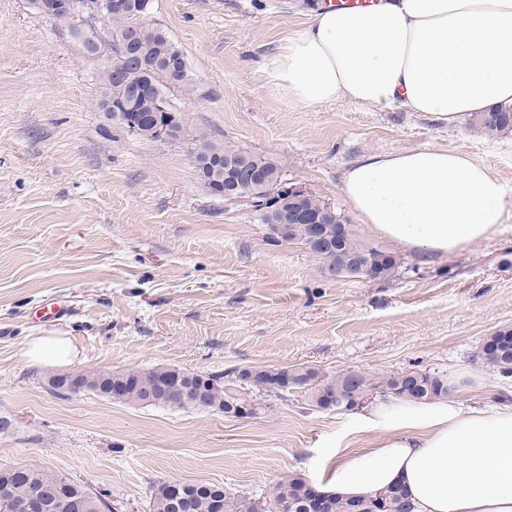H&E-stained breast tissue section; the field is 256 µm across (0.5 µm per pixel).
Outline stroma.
Returning a JSON list of instances; mask_svg holds the SVG:
<instances>
[{
	"mask_svg": "<svg viewBox=\"0 0 512 512\" xmlns=\"http://www.w3.org/2000/svg\"><path fill=\"white\" fill-rule=\"evenodd\" d=\"M321 0H152L147 19L183 52L192 90L169 96L175 140L128 135L99 107L97 64L36 14L0 0V469L38 468L104 494L113 512H149L163 482L222 484L259 497L292 473L317 483L336 448L378 435L351 412L267 395L253 418L127 405L49 392L28 366L38 336L78 347L75 371L313 365L375 380L410 368L447 374L455 400L492 406L503 381L477 352L512 326V222L444 257L385 243L340 190L368 153L442 148L472 155L512 188V133L487 139L471 117L446 126L419 112L345 100L301 107L263 74L267 57ZM280 164L359 238L401 266L388 281L332 278L298 244L268 241L249 200L212 195L192 153L199 135ZM59 319L45 318L50 304Z\"/></svg>",
	"mask_w": 512,
	"mask_h": 512,
	"instance_id": "obj_1",
	"label": "stroma"
}]
</instances>
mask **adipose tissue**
<instances>
[{
  "label": "adipose tissue",
  "mask_w": 512,
  "mask_h": 512,
  "mask_svg": "<svg viewBox=\"0 0 512 512\" xmlns=\"http://www.w3.org/2000/svg\"><path fill=\"white\" fill-rule=\"evenodd\" d=\"M263 73L302 107L346 99L453 125L512 105V0L320 10L281 42ZM341 190L376 234L425 257L486 239L512 218V191L497 175L448 150L365 154L346 169ZM24 355L34 365H67L78 349L42 336ZM357 422L379 439L364 453L337 452L322 492L356 498L399 484L415 512H512V409L383 401Z\"/></svg>",
  "instance_id": "obj_1"
}]
</instances>
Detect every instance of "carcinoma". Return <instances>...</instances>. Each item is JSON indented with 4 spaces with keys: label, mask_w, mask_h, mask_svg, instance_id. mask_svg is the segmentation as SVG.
Wrapping results in <instances>:
<instances>
[{
    "label": "carcinoma",
    "mask_w": 512,
    "mask_h": 512,
    "mask_svg": "<svg viewBox=\"0 0 512 512\" xmlns=\"http://www.w3.org/2000/svg\"><path fill=\"white\" fill-rule=\"evenodd\" d=\"M30 7L37 14L54 22L69 33L78 43L83 53L98 63L96 81L101 90L99 104L106 110L112 98V70L102 63L100 53L108 50L113 58L122 55L129 58L120 77L124 84L135 90L150 80L155 86V94L144 98L129 113L110 112V117L121 128L127 121L139 126L138 136L157 139L156 130L165 124L166 116L156 106L159 98L168 97V89L190 88L186 59L182 51L158 28L152 30L149 38L143 40L138 30L143 27V19L151 0H123V5L115 7L103 17L101 30L107 41L99 36L85 34V28L70 14L51 11L46 0H29ZM474 127L484 136L495 138L512 132V106L499 108L487 115L480 114L473 120ZM237 158L247 164L259 183L284 179L281 166L275 161L256 154H246L237 146L219 143L202 136L197 151L193 152L194 167L198 178L206 186L224 185V161ZM260 223L275 234L272 242L277 244L311 243L308 217L319 212L323 201L312 194L299 199L288 200L280 197L275 204L261 207L252 203ZM330 275L345 274L349 277L360 275L368 263L373 264V278L389 280L400 268V260L395 255H387L380 246L360 240L353 228H348L341 245L337 248H324L314 251ZM482 361L503 379L512 377V326L503 327L485 337L479 349ZM231 374L239 382L249 383L258 390L275 393L288 389L303 391L308 402L319 409L324 408V394L332 391L343 402L358 403L373 394L389 391V397L400 401L416 403L433 402L448 397L450 384L447 375L411 368L375 381L359 375L358 383L352 387L347 376L330 375L324 370L310 365H293L281 368L234 369ZM74 382L101 397H109V392H117L120 402L133 405L161 406L177 410H191L193 406L182 401L179 388L204 393L208 409L235 416L236 406L243 404L238 398L224 392V375L188 372L175 367H159L148 371H76ZM7 492L0 499L5 506L11 500L31 494L41 496L50 505V512H109L111 505L104 495L63 476L50 474L39 469H1L0 489ZM310 484L299 474H290L280 480L268 496L252 497L247 494H233L224 491V486L212 483H189L185 492L189 497L188 506L178 503L171 494L170 484L161 483L153 488L150 496V512H212L213 502H224V512H267V505L277 502L286 505L287 512H305L304 504ZM384 512H414L411 501L400 497L396 487L374 493Z\"/></svg>",
    "instance_id": "cac0c4a2"
}]
</instances>
